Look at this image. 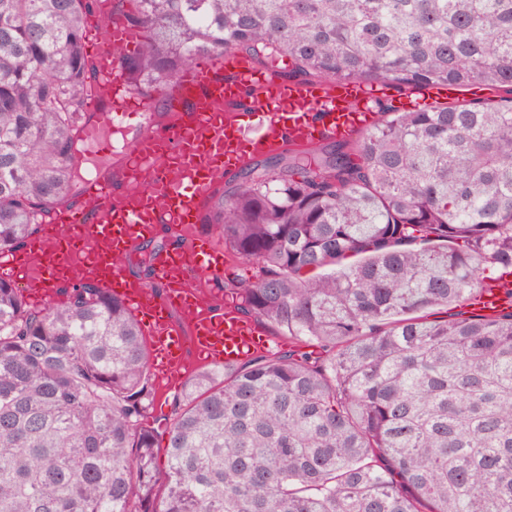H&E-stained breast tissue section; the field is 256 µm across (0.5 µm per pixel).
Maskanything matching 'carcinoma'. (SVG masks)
<instances>
[{
    "instance_id": "1",
    "label": "carcinoma",
    "mask_w": 512,
    "mask_h": 512,
    "mask_svg": "<svg viewBox=\"0 0 512 512\" xmlns=\"http://www.w3.org/2000/svg\"><path fill=\"white\" fill-rule=\"evenodd\" d=\"M97 2L0 0V253L78 195ZM124 2L140 93L231 51L309 82L499 99L379 98L365 131L214 192L209 224L261 269L235 308L290 349L190 372L162 449L123 302L87 281L35 306L0 279V512H512V309L429 319L512 295V0ZM512 305L507 296L498 290L491 292H483L473 300V306L477 311L483 313H493L504 308H508Z\"/></svg>"
}]
</instances>
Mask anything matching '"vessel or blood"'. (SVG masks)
Here are the masks:
<instances>
[{
    "label": "vessel or blood",
    "mask_w": 512,
    "mask_h": 512,
    "mask_svg": "<svg viewBox=\"0 0 512 512\" xmlns=\"http://www.w3.org/2000/svg\"><path fill=\"white\" fill-rule=\"evenodd\" d=\"M140 38L124 18L112 16L109 0H101L84 40L96 78L82 136L95 138L102 127L126 120L134 121V134L112 169L85 182L77 203L60 206L22 249L0 254V278L34 305L56 300L62 286L96 282L144 322L154 370L165 389L176 390L190 353L232 365L260 346L254 322L197 289L200 280L224 274L223 249L194 229L221 175L288 144L355 134L369 122L374 95L348 82L288 81L278 69L261 71L227 54L200 60L179 76L163 95L167 117L143 124L138 117L151 104L131 89L123 64ZM243 112L258 119L263 135L245 136L237 121ZM162 228L179 244L155 258V277L166 287L157 295L127 276L124 259ZM473 306L490 314L512 300L494 290L475 297Z\"/></svg>",
    "instance_id": "b4317fda"
}]
</instances>
